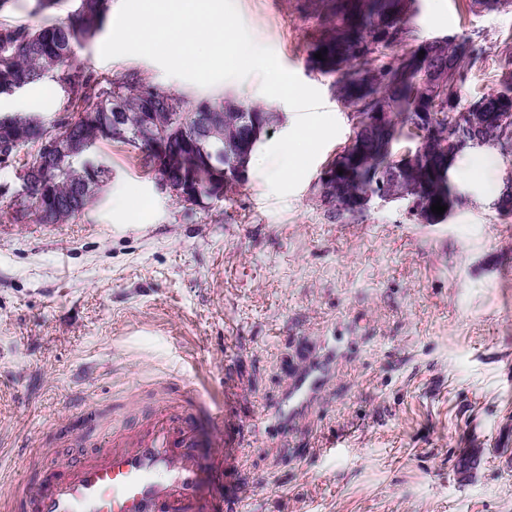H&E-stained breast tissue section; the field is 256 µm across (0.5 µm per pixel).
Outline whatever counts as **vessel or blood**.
Listing matches in <instances>:
<instances>
[{
    "mask_svg": "<svg viewBox=\"0 0 512 512\" xmlns=\"http://www.w3.org/2000/svg\"><path fill=\"white\" fill-rule=\"evenodd\" d=\"M323 378L320 367L302 374L290 387L280 417L299 414ZM202 388L198 378L182 380L177 412L162 409L129 422L90 454L71 457L60 467L37 470L34 451L20 449L24 478L11 492L7 512H223V502L202 504L205 489L231 480L224 455L203 467L194 454Z\"/></svg>",
    "mask_w": 512,
    "mask_h": 512,
    "instance_id": "vessel-or-blood-1",
    "label": "vessel or blood"
}]
</instances>
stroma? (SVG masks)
Masks as SVG:
<instances>
[{"instance_id": "1", "label": "stroma", "mask_w": 512, "mask_h": 512, "mask_svg": "<svg viewBox=\"0 0 512 512\" xmlns=\"http://www.w3.org/2000/svg\"><path fill=\"white\" fill-rule=\"evenodd\" d=\"M304 0H235L253 40L320 91L340 131L300 185L274 196L249 174L224 201L186 213L143 154L104 142L92 206L69 224H12L0 201V498L22 480L20 446L54 466L90 446L73 397L101 423L155 411L160 386L208 369L214 418L197 454L226 452L239 512H512V217L494 207L508 166L494 150L460 155L461 196L438 224L373 201L336 222L315 198L353 135L333 76L310 70ZM121 0L76 50L105 78L143 72L191 104L232 98L281 121L295 112L259 76L201 87L139 56L103 59ZM419 42L482 34L462 101L499 89L512 58V0H416ZM47 80L0 95V113L61 117ZM327 378L291 421L277 413L305 366Z\"/></svg>"}]
</instances>
